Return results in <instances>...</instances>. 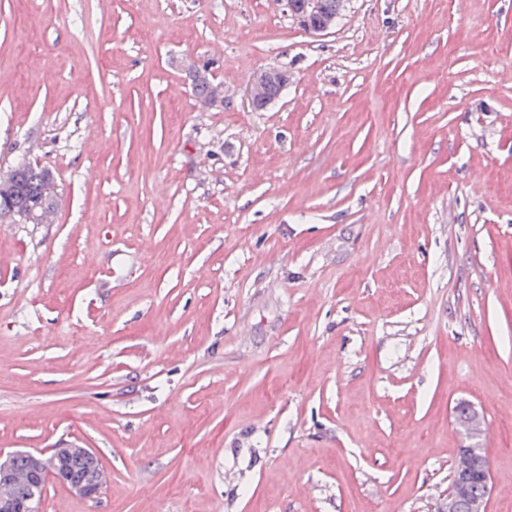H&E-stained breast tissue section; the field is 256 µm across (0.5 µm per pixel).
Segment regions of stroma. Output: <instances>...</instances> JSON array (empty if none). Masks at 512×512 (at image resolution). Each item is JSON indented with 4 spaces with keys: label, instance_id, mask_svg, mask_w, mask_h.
Here are the masks:
<instances>
[{
    "label": "stroma",
    "instance_id": "35a3bbf8",
    "mask_svg": "<svg viewBox=\"0 0 512 512\" xmlns=\"http://www.w3.org/2000/svg\"><path fill=\"white\" fill-rule=\"evenodd\" d=\"M24 157L57 203L0 223V452L109 474L38 512H438L463 400L512 512V0L320 35L276 0H0ZM275 82L284 87H288L290 83L288 70L272 68L260 73L250 91V102L253 108L267 105L274 100L268 98L267 91L269 86Z\"/></svg>",
    "mask_w": 512,
    "mask_h": 512
}]
</instances>
